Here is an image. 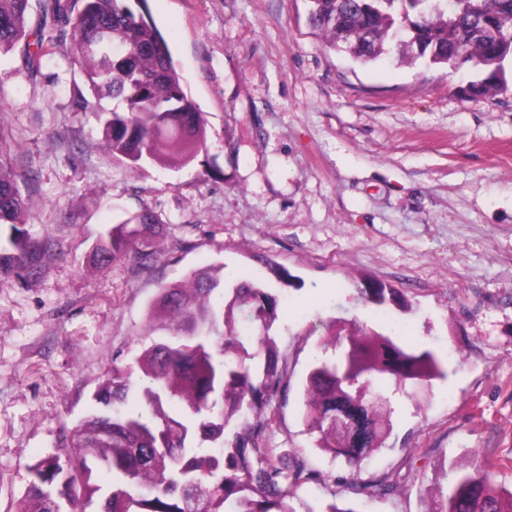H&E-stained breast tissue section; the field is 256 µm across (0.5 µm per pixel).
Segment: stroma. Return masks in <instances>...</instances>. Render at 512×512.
<instances>
[{
    "label": "stroma",
    "mask_w": 512,
    "mask_h": 512,
    "mask_svg": "<svg viewBox=\"0 0 512 512\" xmlns=\"http://www.w3.org/2000/svg\"><path fill=\"white\" fill-rule=\"evenodd\" d=\"M147 6L208 120V150L181 169L130 175L104 148L69 41L37 69L20 48L0 59V110L35 203L26 229L52 244L39 276L0 279V512L147 345L160 287L218 262L279 296L294 389L271 443L281 465L301 457L323 475L304 507L426 512L444 469L475 463L511 490L512 88L475 98L468 66L355 62L309 25V0ZM142 202L166 226L158 255L96 269L98 231ZM364 277L396 289L389 316L447 371L426 398L392 397L389 446L361 464L363 482L393 478L385 496L344 485L348 466L314 448L302 420L300 386L329 322L377 321L357 292Z\"/></svg>",
    "instance_id": "stroma-1"
}]
</instances>
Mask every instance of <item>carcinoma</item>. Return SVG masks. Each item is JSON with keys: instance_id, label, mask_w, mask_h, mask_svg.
<instances>
[{"instance_id": "1", "label": "carcinoma", "mask_w": 512, "mask_h": 512, "mask_svg": "<svg viewBox=\"0 0 512 512\" xmlns=\"http://www.w3.org/2000/svg\"><path fill=\"white\" fill-rule=\"evenodd\" d=\"M32 0H0V57L35 42L41 63L57 37L28 28ZM43 12L70 28L71 54L83 66L91 108L106 147L136 171L172 169L208 148V121L186 91L170 47L141 12L146 0H38ZM309 24L329 47L360 63L379 59L395 41L429 65H472L474 94L508 90L512 61V0H309ZM15 146L0 125V277L31 276L47 248L27 239L30 199L12 170ZM161 219L145 203L98 238L99 267L157 254ZM378 314L396 290L368 280L360 289ZM278 298L261 281H229L224 266L191 272L159 289L148 306L153 337L124 370L94 394L97 410L66 431L54 455L29 467L31 480L15 512H54L61 496L97 512H297L299 491L321 484L306 460L278 462L267 439L291 389L287 358L273 338ZM162 334L156 339L154 335ZM324 348L302 383L303 419L314 447L346 459L347 485L388 494L384 475L361 482L360 467L387 447L394 408L387 394L425 389L445 377L436 352L408 344L396 330L334 321ZM144 405L122 411L131 389ZM105 469L107 485L96 480ZM431 512H512V490L485 465L451 468L433 492Z\"/></svg>"}]
</instances>
